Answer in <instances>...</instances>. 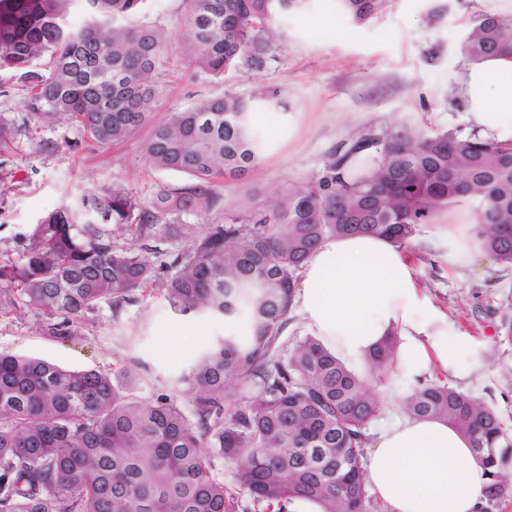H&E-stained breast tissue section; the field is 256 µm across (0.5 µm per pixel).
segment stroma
Here are the masks:
<instances>
[{
    "instance_id": "obj_1",
    "label": "stroma",
    "mask_w": 512,
    "mask_h": 512,
    "mask_svg": "<svg viewBox=\"0 0 512 512\" xmlns=\"http://www.w3.org/2000/svg\"><path fill=\"white\" fill-rule=\"evenodd\" d=\"M181 0H145L138 23L168 31L163 92L151 115L153 123L197 101L232 91L248 96L265 87L281 89L288 111H262L255 124L269 142L263 159L243 179L225 182L224 207L188 209L182 221L190 230L223 221L225 214L248 216L289 185L304 181L323 166L331 148L365 131L380 133L408 124L465 136L467 122L453 95L452 77L467 62L463 47L470 26L484 14L512 16V0H385L369 19L352 21L334 0H307L273 29L271 58L264 68L216 79L185 57L179 27ZM0 117L13 121L15 147L0 154V263L16 262L28 252L37 218L68 197L120 184L147 200L159 185L187 184L186 175L153 168L143 143L149 127L117 144L87 143L72 124L43 118L30 121L22 93L10 72L0 73ZM475 206L463 202L431 224L420 225L403 254L414 272L426 307L445 315L471 337L484 368L460 379L440 369L425 375L492 406L512 437V337L497 327L512 307V268L496 261L455 270L446 260L444 230L472 221ZM53 317L15 304L0 310V353L38 357L72 370L108 373L140 397H192L180 378L207 344L232 332V324L200 314L175 313L155 290L118 305L105 301L71 328L54 335ZM143 369L124 376L129 359ZM381 399L376 432L404 415L407 394L395 373L373 387ZM213 473L223 479L230 512H273L242 487L233 461L215 456Z\"/></svg>"
}]
</instances>
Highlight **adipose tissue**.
<instances>
[{"label": "adipose tissue", "mask_w": 512, "mask_h": 512, "mask_svg": "<svg viewBox=\"0 0 512 512\" xmlns=\"http://www.w3.org/2000/svg\"><path fill=\"white\" fill-rule=\"evenodd\" d=\"M455 82L472 130L512 139V56L467 63ZM296 303L307 328L351 370L393 336L397 370L409 381L435 366L464 377L478 364L470 338L423 305L411 266L385 238L326 240L300 271ZM366 480L392 512H479L490 477L448 423L401 416L374 439Z\"/></svg>", "instance_id": "ef3b65f1"}]
</instances>
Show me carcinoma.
Instances as JSON below:
<instances>
[{
	"label": "carcinoma",
	"mask_w": 512,
	"mask_h": 512,
	"mask_svg": "<svg viewBox=\"0 0 512 512\" xmlns=\"http://www.w3.org/2000/svg\"><path fill=\"white\" fill-rule=\"evenodd\" d=\"M0 0V70L14 73L28 119L59 115L95 143L119 142L149 120L160 95L169 35L134 26L143 0ZM306 0H182L188 60L222 78L269 59L276 21ZM384 0H336L355 22ZM469 59L512 55V16L486 15L468 32ZM281 90L226 93L173 112L153 126L144 155L157 169L190 175L145 202L123 185L88 192L45 214L19 263L0 264V295L62 317L53 333L106 300L119 305L155 283L146 257L118 244L177 234L192 201L221 205L215 187L255 167L268 141L254 125L263 109L285 110ZM0 118V153L14 147ZM478 203L477 238L512 267V140L459 139L397 125L366 131L333 149L323 167L275 204L208 224L191 237L163 285L170 307L239 319L241 332L206 346L183 376L192 411L175 398L138 397L95 370L40 358L0 356V512H227L216 452L236 464L241 485L284 510L297 499L323 512H364L362 459L380 411L374 379L394 365L390 338L348 369L316 337L282 341L303 263L325 240L365 234L406 246L417 227L451 205ZM232 409L224 412V404ZM411 416L445 420L471 440L487 466L481 512L512 486V440L496 410L447 385L422 384L404 399Z\"/></svg>",
	"instance_id": "carcinoma-1"
}]
</instances>
